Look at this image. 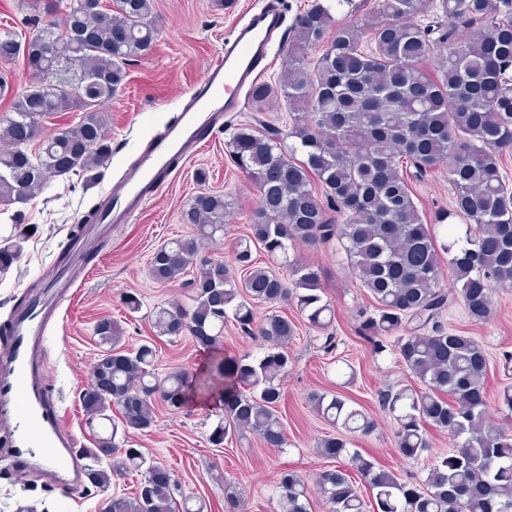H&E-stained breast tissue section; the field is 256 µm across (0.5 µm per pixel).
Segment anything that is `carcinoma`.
<instances>
[{"mask_svg": "<svg viewBox=\"0 0 512 512\" xmlns=\"http://www.w3.org/2000/svg\"><path fill=\"white\" fill-rule=\"evenodd\" d=\"M418 5L381 0L365 31L334 26L322 0L297 16L279 85L292 124L285 134L243 127L230 142L239 168L259 190L249 232L235 250L241 276L222 262L204 261L193 279V308L155 311L156 336L191 333L209 354L206 369L195 376L173 371L161 379L154 346L123 347L121 326L103 318L94 335L106 346L100 354L105 382L100 388L90 383L80 394L89 419L111 420L107 410L115 403L125 428L145 430L154 423V397L179 407L196 393L223 403L209 435L212 445L245 429L269 447L286 445L276 407L296 324L276 313L257 323L253 306L289 302L310 326L327 329L334 310L321 296L325 271L290 258L289 250L337 239L375 303L373 312H358L359 335L377 347L381 339L394 338L401 361L422 382L382 396L394 414L397 451L419 459L430 448L429 427L452 435L455 448L430 466L425 479L403 480L350 453L342 434L329 435L318 443L319 454L336 466L321 471L312 488L296 473L281 472V512H308L313 492L329 512H367L343 468L345 458L372 494L375 512H512V436L486 419V355L472 337L440 324L442 312L457 300L472 320H484L492 288L512 287V188L499 165L512 152V80L505 77L512 63V0H441L448 26L433 28L414 21ZM152 15L153 0H72L60 29L41 27L23 42L10 32L0 35V59L20 56L35 76L52 70L50 47L60 41L70 45L82 68L80 86L69 92L33 83L13 97V116L0 129V139L10 145L0 149L1 204L23 203L54 176L92 172L109 162L112 141L101 104L124 82L126 65L152 47ZM475 25L481 27L478 37L458 40L459 29ZM321 45L324 52L308 66V52ZM71 109L82 112L79 122L58 128L37 153H29L27 145L40 136L38 120ZM445 161L454 207L438 221L459 216L467 223L465 237L453 235L446 243L423 218L410 186V178ZM316 181L340 222L327 217ZM230 206L220 194L194 196L186 219L196 235L155 251L153 279L164 284L183 274L199 242L224 232ZM28 236L22 228L0 242L1 270L20 257ZM254 246L281 261L289 278L255 266ZM443 253L449 256L451 290L440 287ZM229 319L267 343L265 351L227 362L219 344ZM311 403L345 432L375 429L371 417L335 394L315 393ZM116 434L114 428L97 435L89 454L106 460L108 468L89 470V481L104 488L112 476L131 471L143 481L135 496L108 499L103 512H206L203 499L176 502L169 469L137 448H117ZM224 493L226 512H242L236 486L227 485Z\"/></svg>", "mask_w": 512, "mask_h": 512, "instance_id": "1", "label": "carcinoma"}]
</instances>
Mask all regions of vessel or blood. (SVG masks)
<instances>
[{
  "mask_svg": "<svg viewBox=\"0 0 512 512\" xmlns=\"http://www.w3.org/2000/svg\"><path fill=\"white\" fill-rule=\"evenodd\" d=\"M283 25L277 0H265L236 26L202 78L182 93L178 116L102 196L107 223L130 222L158 196L176 162L196 154L226 115L241 110L243 93L258 85ZM78 279L77 270H51L38 301L11 319L0 349V433L7 437L8 460L19 472L67 489L77 485L85 462L49 389L47 357L51 330Z\"/></svg>",
  "mask_w": 512,
  "mask_h": 512,
  "instance_id": "b4317fda",
  "label": "vessel or blood"
}]
</instances>
